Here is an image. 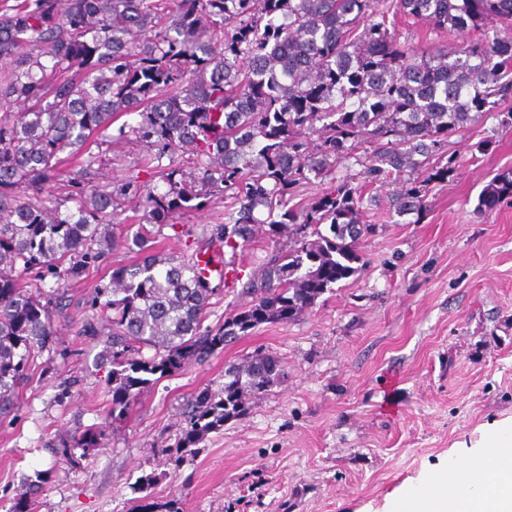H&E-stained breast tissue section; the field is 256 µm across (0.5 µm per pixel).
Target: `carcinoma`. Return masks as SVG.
<instances>
[{"instance_id":"1","label":"carcinoma","mask_w":512,"mask_h":512,"mask_svg":"<svg viewBox=\"0 0 512 512\" xmlns=\"http://www.w3.org/2000/svg\"><path fill=\"white\" fill-rule=\"evenodd\" d=\"M405 15L443 33L479 35L453 51L411 49L388 27ZM512 25V0H18L0 10V415L18 401L67 308L69 282L105 257L112 217L135 203L147 223L86 301V336L106 337L112 417L152 376L203 362L259 325L286 323L360 269V194L349 177L308 205L295 189L366 145L370 182L404 180L396 212L423 214L427 186L453 171L436 148L487 112L512 121V43L488 35ZM137 119L116 122L129 115ZM116 134H110L111 129ZM138 142L156 179L91 180L92 145ZM74 162L78 192L47 191ZM228 200L215 243L236 255L260 229L288 230L242 284L243 310L202 329L216 289L202 249L164 256L155 228L215 196ZM512 196V176L487 185L480 205ZM150 349L153 355L143 357ZM283 376L257 356L198 391L178 448H192L247 411ZM24 484L10 512L34 505Z\"/></svg>"}]
</instances>
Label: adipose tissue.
Masks as SVG:
<instances>
[{
  "label": "adipose tissue",
  "instance_id": "ef3b65f1",
  "mask_svg": "<svg viewBox=\"0 0 512 512\" xmlns=\"http://www.w3.org/2000/svg\"><path fill=\"white\" fill-rule=\"evenodd\" d=\"M482 453L470 460L477 473L464 477L456 466L437 472L419 488L402 494L407 512H512V431H488ZM467 480L470 490L458 496L452 486Z\"/></svg>",
  "mask_w": 512,
  "mask_h": 512
}]
</instances>
